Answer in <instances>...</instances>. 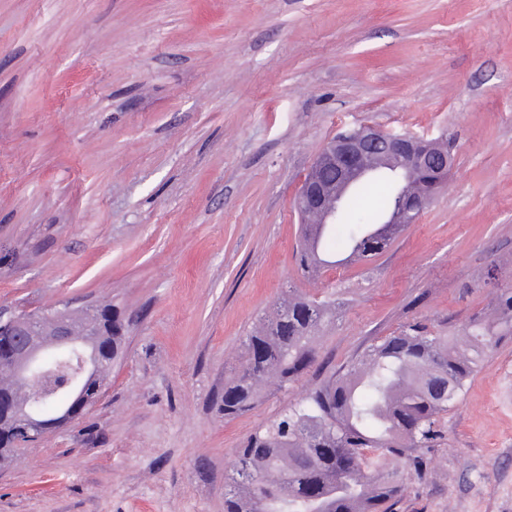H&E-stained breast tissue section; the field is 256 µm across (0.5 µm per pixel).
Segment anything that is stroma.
I'll list each match as a JSON object with an SVG mask.
<instances>
[{"label": "stroma", "instance_id": "35a3bbf8", "mask_svg": "<svg viewBox=\"0 0 512 512\" xmlns=\"http://www.w3.org/2000/svg\"><path fill=\"white\" fill-rule=\"evenodd\" d=\"M445 137L448 182L381 254L311 277L294 198L348 127ZM296 289L318 361L251 411L224 382ZM512 293V0H0V311L108 303L97 403L21 445L0 512H224L236 451L368 345L471 331ZM392 512H512V328Z\"/></svg>", "mask_w": 512, "mask_h": 512}]
</instances>
